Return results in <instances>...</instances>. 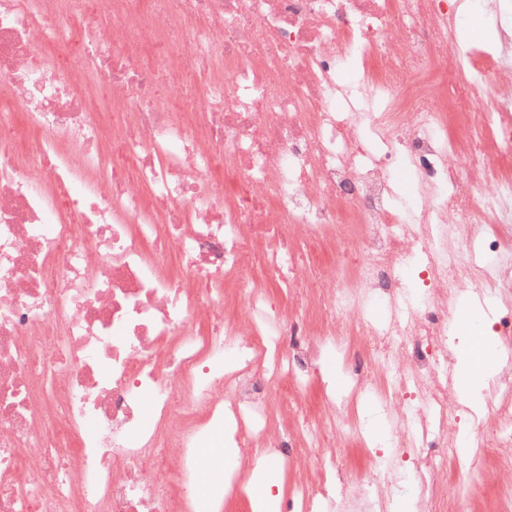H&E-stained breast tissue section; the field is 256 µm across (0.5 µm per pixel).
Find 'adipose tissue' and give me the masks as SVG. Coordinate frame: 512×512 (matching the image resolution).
I'll return each mask as SVG.
<instances>
[{
    "mask_svg": "<svg viewBox=\"0 0 512 512\" xmlns=\"http://www.w3.org/2000/svg\"><path fill=\"white\" fill-rule=\"evenodd\" d=\"M489 322L482 307L469 310L468 323L457 328L460 338L457 352V383L459 391L473 409L484 404V391L492 375V366L479 362L476 350L490 351L488 342Z\"/></svg>",
    "mask_w": 512,
    "mask_h": 512,
    "instance_id": "1",
    "label": "adipose tissue"
}]
</instances>
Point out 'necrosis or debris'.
<instances>
[{"instance_id":"1","label":"necrosis or debris","mask_w":512,"mask_h":512,"mask_svg":"<svg viewBox=\"0 0 512 512\" xmlns=\"http://www.w3.org/2000/svg\"><path fill=\"white\" fill-rule=\"evenodd\" d=\"M504 7L0 0V512H223L195 493L205 436L254 462L322 449L295 512H389L392 478L337 494L336 439L363 437L305 399L353 336L372 362L355 397L447 512L459 463L421 450L461 420L460 289L512 336V26L492 53L458 39L467 11ZM497 390L473 470L512 471V378ZM361 407H362L361 413L363 415H368V412L370 410H372V411L376 412L377 415L380 416L381 420L376 422V424H374V425L368 424L366 426V424L362 421L361 417H360V422H361L362 426L364 427L366 433L370 437H372L379 444H385V438L391 429L390 421L388 420L387 415L384 413H381V411H380L381 409H380L379 405L377 404L376 400L371 397H368V396H366L361 401L359 412H360ZM378 429H382L383 434L385 433V436L380 440L377 439V437L375 435V432Z\"/></svg>"}]
</instances>
